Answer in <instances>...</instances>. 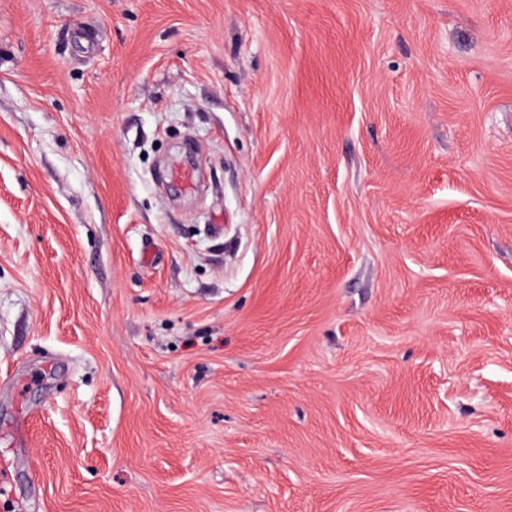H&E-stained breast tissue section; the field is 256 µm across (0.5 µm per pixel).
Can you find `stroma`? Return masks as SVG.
I'll return each instance as SVG.
<instances>
[{"label":"stroma","instance_id":"stroma-1","mask_svg":"<svg viewBox=\"0 0 512 512\" xmlns=\"http://www.w3.org/2000/svg\"><path fill=\"white\" fill-rule=\"evenodd\" d=\"M1 477L512 512V0H0Z\"/></svg>","mask_w":512,"mask_h":512}]
</instances>
